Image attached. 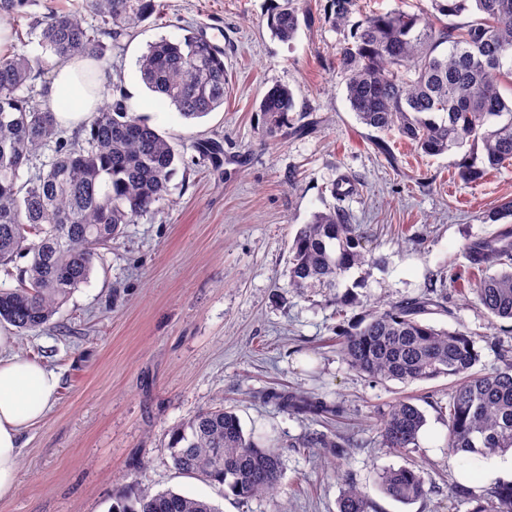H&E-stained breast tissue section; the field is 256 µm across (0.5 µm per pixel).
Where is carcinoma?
Instances as JSON below:
<instances>
[{"mask_svg": "<svg viewBox=\"0 0 512 512\" xmlns=\"http://www.w3.org/2000/svg\"><path fill=\"white\" fill-rule=\"evenodd\" d=\"M34 0H0V20L29 19L25 35L35 37L42 55L34 60L0 53V267L16 258L18 285L0 287V324L19 333L47 330L61 305L87 282L100 249L110 246L133 218L165 200L176 172V153L147 122L115 102L100 105L84 126L85 136L60 135L56 112L32 96L28 83L44 78L75 57L101 62L105 32L128 34L158 10L156 0H85L101 28L83 25L76 10L39 18L27 8ZM356 0H327L325 20L351 26V41L338 52L346 97L359 123L396 134L429 156L467 148L461 179L476 182L487 169L512 160V0H432L434 12L400 9L363 16L350 23ZM474 10L479 17L461 22ZM295 0H284L267 15V26L283 42L299 28ZM147 88L186 119L202 118L224 106V51L200 34L149 46L140 59ZM291 89L274 85L262 96V133L274 138L294 129ZM55 142L48 169L22 182L20 171L36 152ZM504 226L491 239L467 245L471 264L484 275L474 285L478 303L493 319L512 320V201L487 215ZM289 287L334 291L367 253L347 211L330 206L313 213L290 250ZM430 299L373 309L358 322L336 330L352 370L374 381L409 384L456 377L448 404V447L470 464L512 449V359L489 373L475 370L479 353L461 330L437 328L418 319ZM264 398L278 409L319 417L334 409L312 396L286 390ZM424 413L409 399L389 408L380 423L385 448L419 447ZM174 469L220 485L241 501L274 494L281 484L277 450L244 433L226 407L198 412L171 430ZM379 490L410 504L427 491L412 467L389 468ZM369 495L350 485L338 512H371ZM111 512H220L207 500L173 489L114 498ZM472 512H512V483L477 499Z\"/></svg>", "mask_w": 512, "mask_h": 512, "instance_id": "1", "label": "carcinoma"}]
</instances>
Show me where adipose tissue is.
I'll list each match as a JSON object with an SVG mask.
<instances>
[{"label": "adipose tissue", "mask_w": 512, "mask_h": 512, "mask_svg": "<svg viewBox=\"0 0 512 512\" xmlns=\"http://www.w3.org/2000/svg\"><path fill=\"white\" fill-rule=\"evenodd\" d=\"M88 67V61L74 59L55 73L51 95L61 123L83 121L98 104L83 79ZM14 343L0 329V498L15 491L24 433L44 418L60 387L54 370L14 353Z\"/></svg>", "instance_id": "adipose-tissue-1"}]
</instances>
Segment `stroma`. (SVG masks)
<instances>
[{
    "instance_id": "1",
    "label": "stroma",
    "mask_w": 512,
    "mask_h": 512,
    "mask_svg": "<svg viewBox=\"0 0 512 512\" xmlns=\"http://www.w3.org/2000/svg\"><path fill=\"white\" fill-rule=\"evenodd\" d=\"M162 2L132 35L108 41L98 84L167 138L176 172L166 200L125 225L55 328L16 336L15 352L55 370L60 389L23 438L20 482L0 512H109L124 492L166 489L221 512H273L279 501L288 512H337L350 483L375 512H471L449 492L463 468L447 440L454 379L371 381L349 367L336 328L376 305L427 297L429 323L472 336L478 371L512 357V322L490 319L468 292L479 272L465 254L496 235L486 214L512 200V163L470 183L458 175L461 152L428 156L393 137L388 163L346 99L336 53L347 32L321 21L326 0H299L315 21L289 42L267 28L272 0ZM191 32L223 49L228 79L223 107L195 120L162 103L139 71L150 44ZM276 84L292 90L303 134L262 138L257 107ZM341 183L350 191L332 192ZM333 205L350 213L369 259L357 306L341 313L328 290L288 286L297 231ZM274 389L339 412H283L262 400ZM402 398L426 424L419 447L401 454L382 446L378 423ZM220 405L278 448L279 497L242 501L174 469L171 429ZM315 433L348 444L305 447ZM401 466L421 472L424 499L404 505L379 491V475Z\"/></svg>"
}]
</instances>
